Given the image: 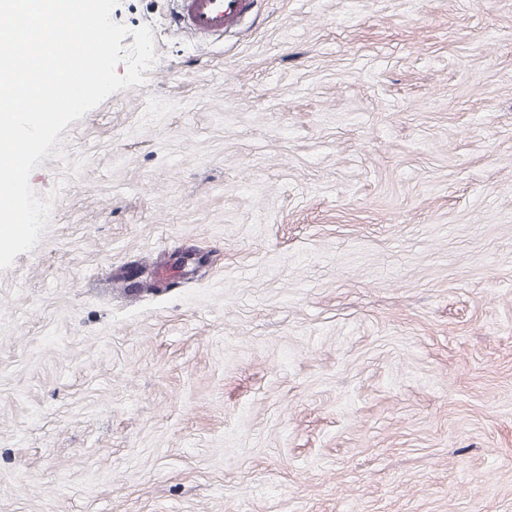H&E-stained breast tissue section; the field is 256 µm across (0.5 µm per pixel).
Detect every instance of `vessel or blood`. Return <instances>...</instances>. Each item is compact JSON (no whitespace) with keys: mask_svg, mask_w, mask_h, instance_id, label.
<instances>
[{"mask_svg":"<svg viewBox=\"0 0 512 512\" xmlns=\"http://www.w3.org/2000/svg\"><path fill=\"white\" fill-rule=\"evenodd\" d=\"M177 25L200 37H220L247 10L246 0H176Z\"/></svg>","mask_w":512,"mask_h":512,"instance_id":"vessel-or-blood-1","label":"vessel or blood"}]
</instances>
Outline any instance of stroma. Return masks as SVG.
I'll return each instance as SVG.
<instances>
[{"instance_id": "1", "label": "stroma", "mask_w": 512, "mask_h": 512, "mask_svg": "<svg viewBox=\"0 0 512 512\" xmlns=\"http://www.w3.org/2000/svg\"><path fill=\"white\" fill-rule=\"evenodd\" d=\"M174 0L0 269V512H512V0ZM192 242L204 275L114 285ZM246 1L176 0L175 22L200 37L224 36L225 26L248 9Z\"/></svg>"}]
</instances>
